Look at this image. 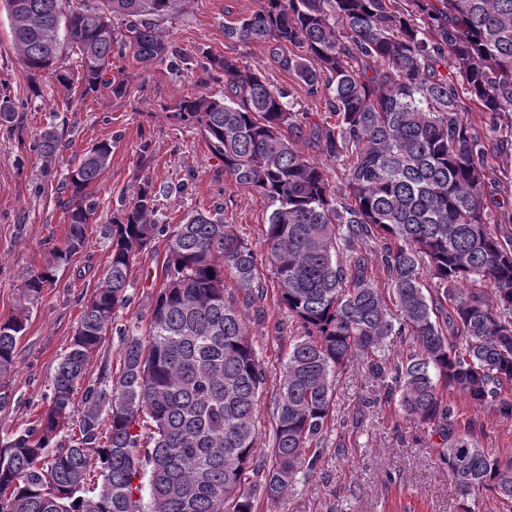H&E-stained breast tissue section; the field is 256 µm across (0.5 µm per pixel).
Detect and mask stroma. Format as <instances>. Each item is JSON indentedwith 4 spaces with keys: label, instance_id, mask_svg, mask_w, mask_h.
I'll return each instance as SVG.
<instances>
[{
    "label": "stroma",
    "instance_id": "stroma-1",
    "mask_svg": "<svg viewBox=\"0 0 512 512\" xmlns=\"http://www.w3.org/2000/svg\"><path fill=\"white\" fill-rule=\"evenodd\" d=\"M260 5L261 0H188L166 29L182 53L206 48L242 55L269 81L292 88L296 110L323 121L329 116L324 99L307 97L295 87L288 73L272 63L268 45L244 47L225 39V23L250 15ZM112 69L124 71L130 79L128 94L120 101L100 95L73 104L50 78L41 79L38 93H31L28 74L12 46L8 15L0 6V83L15 102L26 105L21 125H0V321L14 314L24 282L65 237L67 214L55 187L70 161L94 143H112L110 165L93 187L98 207L87 226L88 245L70 265L57 270L53 286L44 289L31 307L27 329L18 342L16 368L8 378L13 402L0 410V440L33 422L47 406L50 379L107 266L110 240L105 228L122 200L131 198L146 176L160 191L162 223L175 224L191 211L224 203L225 223L248 241L257 256L267 295L264 315L252 317L249 333L266 370L260 426L269 429L293 328L271 297L266 204L225 176L223 162L211 154L195 128L171 125L165 117L179 99L202 91L220 95L224 85L212 80L200 83L197 73L173 69L166 62L144 69L132 58H117ZM52 125L62 138V153L48 169L29 145ZM146 143L152 158L144 168L139 153ZM181 181L187 182V190L175 192ZM165 247L164 240H157L154 251L138 260L128 290L130 301L118 312L115 331L108 333L93 357L90 374H97L104 359L119 367L124 333L146 327L157 292L155 272ZM454 407L459 425L468 428L481 446L501 459L512 458V419L461 397L455 398ZM340 443L346 448L342 455L336 452ZM443 446L438 426L406 422L385 383L370 376L365 367L354 366L338 381L335 418L316 472L281 503L256 498L255 512H461V497L442 459Z\"/></svg>",
    "mask_w": 512,
    "mask_h": 512
}]
</instances>
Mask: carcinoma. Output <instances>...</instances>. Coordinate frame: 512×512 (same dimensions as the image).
Wrapping results in <instances>:
<instances>
[{"instance_id": "carcinoma-1", "label": "carcinoma", "mask_w": 512, "mask_h": 512, "mask_svg": "<svg viewBox=\"0 0 512 512\" xmlns=\"http://www.w3.org/2000/svg\"><path fill=\"white\" fill-rule=\"evenodd\" d=\"M186 0H3L14 50L33 94L41 77L81 97L122 100L112 59L149 66L179 61L224 95L182 98L168 114L195 128L231 180L267 206V262L275 303L298 323L272 415L258 427L265 367L249 337V309L264 299L257 259L228 230L224 207L160 224L146 178L108 230L111 253L86 303L70 350L34 424L0 444V512H254L256 493L278 503L313 475L334 411L336 379L351 363L387 381L404 416L443 426L448 476L463 497L489 491L512 502V460L480 447L454 420L462 396L512 419V235L493 224L487 197L512 179L487 177L488 159L512 156V0H262L224 25V38L271 45V59L333 123L311 124L277 86L239 55L184 56L162 21ZM123 16L119 30L112 18ZM80 58L65 65L64 50ZM453 64L457 81L442 69ZM498 130L487 139L458 87ZM24 105L0 97V124L22 122ZM325 155L321 163L306 153ZM50 167L60 155L53 126L33 140ZM112 143L68 168L67 231L26 281L16 313L0 322V408L11 403L29 305L56 271L84 250L97 209L90 193ZM344 168L339 184L328 163ZM166 238L159 289L145 331L128 337L123 367L102 369L76 399L78 382L128 302L137 259ZM378 242L383 286L369 273ZM412 341L397 359L395 337ZM269 463L252 467L258 449Z\"/></svg>"}]
</instances>
